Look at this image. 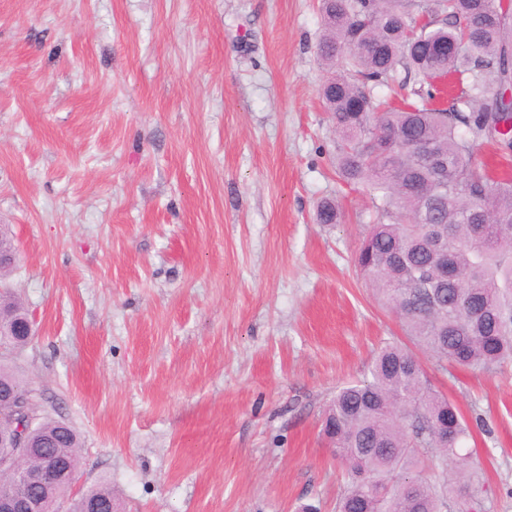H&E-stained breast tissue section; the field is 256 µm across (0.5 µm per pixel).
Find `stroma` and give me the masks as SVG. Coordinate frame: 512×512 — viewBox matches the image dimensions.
<instances>
[{"mask_svg":"<svg viewBox=\"0 0 512 512\" xmlns=\"http://www.w3.org/2000/svg\"><path fill=\"white\" fill-rule=\"evenodd\" d=\"M322 35L318 0H0V289L35 318L0 362L121 512H334L325 409L411 344L354 265L377 215L336 173ZM419 359L512 512V360Z\"/></svg>","mask_w":512,"mask_h":512,"instance_id":"1","label":"stroma"}]
</instances>
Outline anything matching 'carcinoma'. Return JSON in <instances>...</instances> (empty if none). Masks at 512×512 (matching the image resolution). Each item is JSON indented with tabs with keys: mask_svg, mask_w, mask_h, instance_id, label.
I'll return each mask as SVG.
<instances>
[{
	"mask_svg": "<svg viewBox=\"0 0 512 512\" xmlns=\"http://www.w3.org/2000/svg\"><path fill=\"white\" fill-rule=\"evenodd\" d=\"M320 12L317 51L332 69L320 96L339 136L336 169L380 214L357 267L437 365L487 370L512 359V234L502 228L512 225V180L489 178L475 158L499 111L491 90L512 48V8L503 0H320ZM400 69L413 82L402 83L396 108L373 89ZM421 143L431 158L416 152ZM317 220L337 223L336 205L323 202ZM0 382L38 413L41 447L66 464L52 491H68L80 469L79 434L39 414L32 390L2 363ZM323 432L346 480L336 512L480 509L478 472L462 452L469 422L400 344L385 345L365 379L336 391ZM435 461L455 469L432 479ZM86 499L112 502V487L82 492L73 512Z\"/></svg>",
	"mask_w": 512,
	"mask_h": 512,
	"instance_id": "obj_1",
	"label": "carcinoma"
}]
</instances>
